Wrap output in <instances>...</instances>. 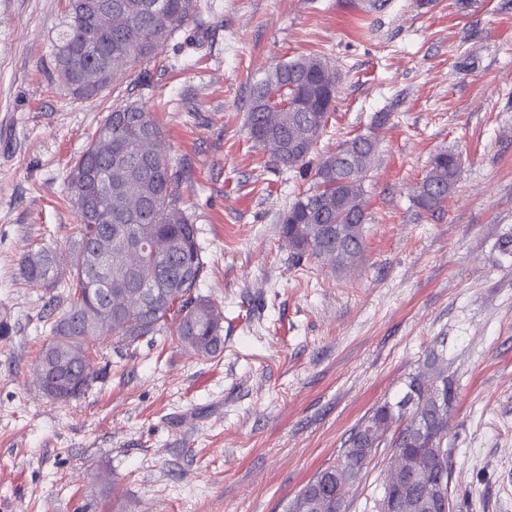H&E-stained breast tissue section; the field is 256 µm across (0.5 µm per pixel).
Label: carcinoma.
I'll return each instance as SVG.
<instances>
[{
    "instance_id": "carcinoma-1",
    "label": "carcinoma",
    "mask_w": 512,
    "mask_h": 512,
    "mask_svg": "<svg viewBox=\"0 0 512 512\" xmlns=\"http://www.w3.org/2000/svg\"><path fill=\"white\" fill-rule=\"evenodd\" d=\"M67 0L58 34L55 68L77 99L89 100L115 86L177 34L190 32L198 0ZM112 70V81L98 73ZM337 74L319 56L306 55L272 67L253 86L247 107L251 139L275 165L310 176L313 188L280 217L281 239L296 263L327 259L337 272L357 267L365 251L364 181L376 151L374 133L345 141L316 167L311 156L325 133L336 99ZM154 113L134 102L115 104L94 139L73 162L69 191L80 217L71 262L51 246L29 250L21 275L41 288L65 282L66 309L50 327L33 374L42 392L67 402L97 379L90 354L95 343L131 346L149 336H172L184 350L209 358L224 349V311L197 292L206 262L193 216L178 192L183 173L162 144ZM458 157L436 153L415 190V203L434 211L457 182ZM394 404L374 407L352 430L333 466L304 489L337 497L347 510L351 474L369 464L394 428L388 447L423 448L430 460L441 432L431 400L412 405L409 419L398 407L422 391L419 375Z\"/></svg>"
}]
</instances>
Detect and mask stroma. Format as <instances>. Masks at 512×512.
<instances>
[{"instance_id":"35a3bbf8","label":"stroma","mask_w":512,"mask_h":512,"mask_svg":"<svg viewBox=\"0 0 512 512\" xmlns=\"http://www.w3.org/2000/svg\"><path fill=\"white\" fill-rule=\"evenodd\" d=\"M200 4L141 77L76 101L53 73L64 0H0V512H285L429 358L458 393L453 512H512V0ZM309 54L338 76L320 154L377 135L365 259L344 274L292 264L279 218L311 181L245 126L266 71ZM119 99L156 112L183 170L224 350L99 343L91 390L53 402L33 365L62 306L19 261L71 251L69 169ZM441 150L458 179L425 211L413 191ZM390 466L379 448L347 512H376Z\"/></svg>"}]
</instances>
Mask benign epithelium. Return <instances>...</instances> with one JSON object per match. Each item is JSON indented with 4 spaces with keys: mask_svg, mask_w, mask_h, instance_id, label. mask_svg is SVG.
<instances>
[{
    "mask_svg": "<svg viewBox=\"0 0 512 512\" xmlns=\"http://www.w3.org/2000/svg\"><path fill=\"white\" fill-rule=\"evenodd\" d=\"M391 472L386 478L387 489L401 490L407 486L423 489L420 495L395 494L386 507L392 512H451L452 504L444 478L438 468L421 463L420 456L401 449L392 455Z\"/></svg>",
    "mask_w": 512,
    "mask_h": 512,
    "instance_id": "1",
    "label": "benign epithelium"
}]
</instances>
